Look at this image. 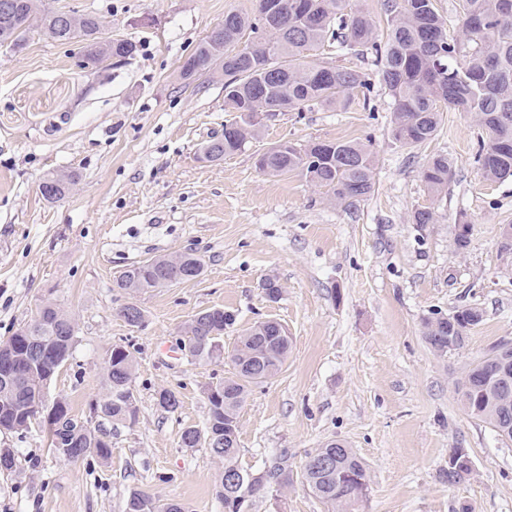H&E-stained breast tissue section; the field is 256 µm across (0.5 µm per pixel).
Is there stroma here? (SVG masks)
Masks as SVG:
<instances>
[{
	"label": "stroma",
	"instance_id": "stroma-1",
	"mask_svg": "<svg viewBox=\"0 0 512 512\" xmlns=\"http://www.w3.org/2000/svg\"><path fill=\"white\" fill-rule=\"evenodd\" d=\"M93 11L106 33L138 41L136 56L84 69L82 43L32 31L21 50L0 46V342L55 300L75 320L72 356L48 388L84 418L105 392V360L121 345L135 359L137 416L101 431L112 456L71 462L50 447L46 421L0 431L18 457L0 471V512H124L131 492L178 501L190 512H224L222 468L205 445L181 442L204 429L206 390L232 370L225 355L198 360L181 330L198 312L224 308L232 350L255 323L274 318L291 339L282 369L253 387L240 411L238 466L265 474L288 456V486L253 497L248 512H327L301 482L307 456L346 442L369 466L360 512H512V442L473 418L451 380L503 340L512 341V181H486L475 161L482 133L472 114L444 113L436 136L404 148L389 135L390 97L348 91L345 105L291 111L241 151L207 164L201 145L234 115L224 81L178 72L193 47L230 12L257 0H49ZM360 140L375 158L373 193L351 206L328 203L304 176L272 177L258 154L288 141ZM453 163L448 190L433 197L421 172L431 157ZM75 174L66 197L46 202L42 179ZM431 207L436 223L412 224ZM470 226L457 250L454 229ZM191 252L194 280L132 294L116 281L130 265ZM274 277L278 301L260 283ZM134 303L145 322L119 314ZM475 304L483 311L465 346L435 355L422 337L431 313ZM177 393L168 412L160 390ZM473 471L451 485L452 449Z\"/></svg>",
	"mask_w": 512,
	"mask_h": 512
}]
</instances>
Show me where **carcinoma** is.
Instances as JSON below:
<instances>
[{"label":"carcinoma","instance_id":"1","mask_svg":"<svg viewBox=\"0 0 512 512\" xmlns=\"http://www.w3.org/2000/svg\"><path fill=\"white\" fill-rule=\"evenodd\" d=\"M13 10L0 12V39L25 42L32 15L39 17L38 28L47 39L71 42L70 20H75L83 42L84 60L96 67L112 55L133 57L137 44L103 36V23L94 13H78L49 6L46 0H13ZM285 19L279 23L257 10L252 15L230 12L224 15V32L213 40L205 37L187 60L198 71L212 76L224 74V100L237 113L224 124L223 156L233 155L245 143L235 126L243 124L249 137L257 136L264 123L263 112L302 111L315 106L341 102L352 89H371V76L323 57L328 46L362 58L374 65V77L392 101L390 134L402 147L413 148L432 140L442 112L458 110L475 114L485 137L479 141L477 163L483 176L493 182L512 180V0H459L461 26L455 38L438 14L435 0H381L387 22L385 36L378 35L370 15L347 9L348 0H283ZM276 27V38L267 36V27ZM257 168L271 176L300 173L336 204L352 205L374 191L375 163L367 144L358 141H310L276 154L258 155ZM452 175L446 155L434 156L422 171L428 191L441 195ZM165 257L127 268L117 286L138 287L147 292L158 287ZM203 262L193 253L183 254L182 269L173 283L198 278ZM482 321L475 305L455 310L452 316L434 312L423 322L422 336L437 355L464 346L467 331ZM233 316L222 308L201 311L184 327V336L198 343L192 356L212 359L224 348V328ZM32 339L44 345L41 359L34 363L19 360L12 387L0 385V422L11 419L41 392L40 379L55 368L61 357H69L75 337L53 312L39 310L29 323ZM500 342L475 360L452 381L454 393L473 418L507 433L512 441V407H504L500 388L509 389L512 378L499 381L494 375ZM290 338L274 334L265 321L253 325L228 353L231 376L207 390L209 415L204 433L232 437L234 447L212 448L210 453L223 464L215 485L216 497L224 512H237L235 499L243 491L255 495L272 486L288 484V454L276 459L270 469L255 478L252 486L235 490L226 483L225 473L238 469L239 413L253 386L275 376L285 364ZM106 393L100 412L111 422H132L136 418L131 390L133 359L124 346L112 348L106 361ZM157 404L173 412L179 407L176 393L162 389ZM50 447L58 455L77 460L93 451L102 459L112 455L111 444L95 441L89 434L76 435L50 429ZM336 460L330 470L302 468L301 478L308 490L332 512H359L366 497L369 472L353 449L330 440L316 450ZM125 512H187L179 502L158 504L152 498L133 492Z\"/></svg>","mask_w":512,"mask_h":512}]
</instances>
